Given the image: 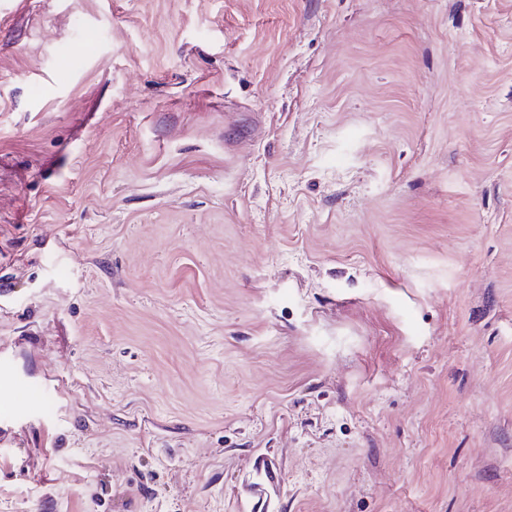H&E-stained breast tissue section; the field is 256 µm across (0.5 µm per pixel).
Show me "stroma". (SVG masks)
I'll list each match as a JSON object with an SVG mask.
<instances>
[{"instance_id":"1","label":"stroma","mask_w":512,"mask_h":512,"mask_svg":"<svg viewBox=\"0 0 512 512\" xmlns=\"http://www.w3.org/2000/svg\"><path fill=\"white\" fill-rule=\"evenodd\" d=\"M512 512V0H0V512Z\"/></svg>"}]
</instances>
